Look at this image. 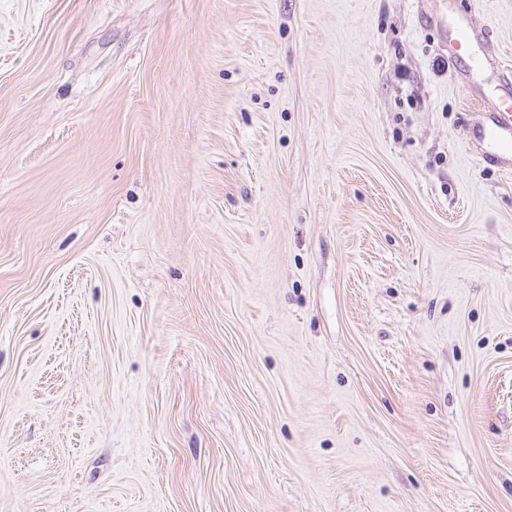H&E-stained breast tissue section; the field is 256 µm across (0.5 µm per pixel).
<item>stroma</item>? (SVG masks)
Wrapping results in <instances>:
<instances>
[{
  "instance_id": "35a3bbf8",
  "label": "stroma",
  "mask_w": 512,
  "mask_h": 512,
  "mask_svg": "<svg viewBox=\"0 0 512 512\" xmlns=\"http://www.w3.org/2000/svg\"><path fill=\"white\" fill-rule=\"evenodd\" d=\"M463 18L512 65V0H0V512H512ZM448 46L459 59L467 61L472 71L479 72L484 67V58L471 53L472 46L479 41H486L485 34L474 30L468 22L457 21L445 27Z\"/></svg>"
}]
</instances>
